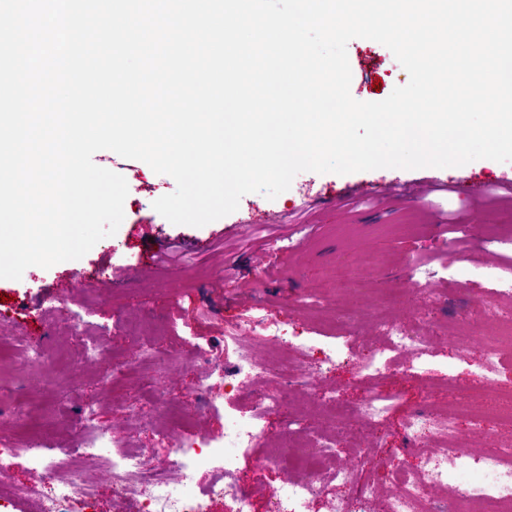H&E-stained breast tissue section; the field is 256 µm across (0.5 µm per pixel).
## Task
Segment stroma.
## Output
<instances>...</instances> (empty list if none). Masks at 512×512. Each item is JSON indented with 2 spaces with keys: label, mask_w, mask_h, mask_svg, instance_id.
Segmentation results:
<instances>
[{
  "label": "stroma",
  "mask_w": 512,
  "mask_h": 512,
  "mask_svg": "<svg viewBox=\"0 0 512 512\" xmlns=\"http://www.w3.org/2000/svg\"><path fill=\"white\" fill-rule=\"evenodd\" d=\"M355 100L378 102L409 76L384 45L364 38L347 45ZM96 165L127 178L124 219L117 232L100 240L78 260L51 268H27L21 279H0V343H40L53 351L56 364L29 368L0 388L18 409L0 416V447L13 445L23 423L42 425L44 448L77 449L84 405H94L100 423L120 439L142 448L153 461L175 459V450L193 436L222 435L224 415L249 409L255 394L287 391L286 414L269 415L264 432L251 447L238 449V477L250 494V512H267L272 489L303 479L300 470L260 468L258 462L284 436V416L303 423L317 437L342 426L336 458L356 463L359 476L377 496L391 489L386 463L415 464L414 451L402 435L408 412L443 407L449 384L480 382L479 347L468 359L454 355L442 325H462L479 337L484 322L475 317L477 302L492 298L485 279L512 259V201L506 185L512 163L479 159L459 167L414 170L381 168L346 175L304 171L290 188L270 199L260 193L242 197L238 209L201 227L175 225L153 207L176 184L146 163L110 150L94 154ZM481 182L485 193L472 199L468 188ZM489 215L471 221L476 204ZM170 246L167 259L149 264L144 253L158 243ZM419 266L428 288L411 290L412 266ZM343 298L344 320L328 318L331 302ZM24 302L26 312L13 310ZM385 312L394 322L431 338L434 356L427 375L410 377L412 356L397 358L382 378L361 379L346 363L318 378L314 388L287 386L284 377L252 378L241 391L226 395L221 408H200L192 392L205 370L200 353L233 366L238 345L224 340L228 328L279 325L285 339L273 347L255 340L257 357L285 362L293 369L310 366L316 348L341 344L351 354L379 348L383 338L374 315ZM105 337L117 363L111 390H103L94 371L68 368L78 337L67 333L72 320ZM142 323L147 340L162 345L179 339L184 355L162 370L129 365L138 341L125 329ZM313 345L312 353L298 349ZM385 394L391 407L375 431L360 417L337 424L324 394L359 407L368 391ZM181 404L190 423L168 421L164 433L154 429L160 402Z\"/></svg>",
  "instance_id": "obj_1"
}]
</instances>
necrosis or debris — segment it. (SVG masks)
<instances>
[{
    "label": "necrosis or debris",
    "mask_w": 512,
    "mask_h": 512,
    "mask_svg": "<svg viewBox=\"0 0 512 512\" xmlns=\"http://www.w3.org/2000/svg\"><path fill=\"white\" fill-rule=\"evenodd\" d=\"M484 318L493 322L492 339L482 343V368L485 388H494V377L500 368L512 363V313L497 308L493 302L480 304ZM380 328L386 346L369 357L359 359L357 368L367 375H385L394 358L410 354L418 360L417 374H424V362L430 354L427 337L411 336L402 325L387 320ZM240 359L235 371L223 365L210 366L208 373L197 379V396L211 397L215 382L221 381L241 389L244 382L265 373L267 365L253 353L251 339L238 337ZM282 394L257 395L251 410L245 414L224 417V434L220 437L200 435L177 449V459L167 465L148 459L142 449L122 444L100 425L93 407H85L80 418L82 453L86 466L75 465L69 449L60 448L44 454L31 434H24L19 447L0 448V462L24 451L33 466L32 478L14 490L16 496L35 499L40 512H97L98 487L89 469L103 472L108 480L113 501L135 499L138 512H213L216 502L235 504V512H247L249 498L235 473L234 449L250 447L261 431L264 417L275 412ZM469 419L483 431L491 432L512 413L502 416L484 412L477 395H469L453 410L413 411L407 414L404 431L414 443L425 445L419 467L397 468L392 472L395 488L387 498L383 512H439L434 492L448 490V512H467L474 501L482 502L488 512H512V448H498L479 458L467 451V436L459 428L460 419ZM335 438L319 441L311 453L282 456L271 453L264 458L267 466L302 469L312 472V480L287 482L273 490L268 512H300L315 498H323L326 512H350L345 499L324 495L321 475L348 485L355 478V464H337ZM210 466L214 479L202 489H194L195 474L201 466Z\"/></svg>",
    "instance_id": "obj_1"
}]
</instances>
